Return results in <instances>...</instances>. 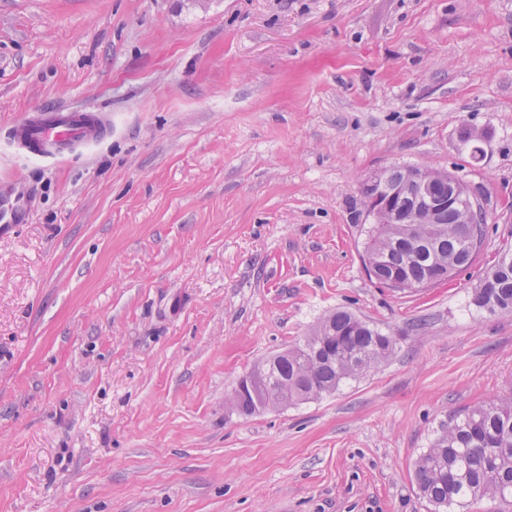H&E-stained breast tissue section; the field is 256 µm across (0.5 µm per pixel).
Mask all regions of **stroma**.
I'll return each instance as SVG.
<instances>
[{"label": "stroma", "instance_id": "stroma-1", "mask_svg": "<svg viewBox=\"0 0 512 512\" xmlns=\"http://www.w3.org/2000/svg\"><path fill=\"white\" fill-rule=\"evenodd\" d=\"M104 126L65 157L28 112ZM459 177L487 230L453 280L379 287L360 185ZM0 512H435L415 463L512 394V0H0ZM399 334L336 392L239 414L330 311ZM81 112L60 109L55 112H32L16 127V136L30 155L61 158L79 140L89 139ZM504 254L489 269L480 284L474 289L473 303L490 313L512 312V249H503ZM493 281L492 288H482V283Z\"/></svg>", "mask_w": 512, "mask_h": 512}]
</instances>
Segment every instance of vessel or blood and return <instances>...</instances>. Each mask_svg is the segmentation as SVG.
<instances>
[{
    "label": "vessel or blood",
    "instance_id": "obj_1",
    "mask_svg": "<svg viewBox=\"0 0 512 512\" xmlns=\"http://www.w3.org/2000/svg\"><path fill=\"white\" fill-rule=\"evenodd\" d=\"M14 132L30 155L44 158L63 157L87 137L83 113L65 109L31 113Z\"/></svg>",
    "mask_w": 512,
    "mask_h": 512
}]
</instances>
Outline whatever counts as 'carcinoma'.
Segmentation results:
<instances>
[{
  "label": "carcinoma",
  "mask_w": 512,
  "mask_h": 512,
  "mask_svg": "<svg viewBox=\"0 0 512 512\" xmlns=\"http://www.w3.org/2000/svg\"><path fill=\"white\" fill-rule=\"evenodd\" d=\"M461 218L459 210L448 209L442 218L448 231L437 238L432 236L433 224L375 222L369 231L364 262H378L381 279L395 274L416 291L430 277L456 272L473 261L475 253L456 235ZM411 230L424 237L415 257L406 243ZM484 280L493 281V287L477 286L474 305L490 313L512 312L511 248L503 249ZM396 345V334L347 310H337L324 317L313 335L265 362L266 386L282 405L306 401L374 369L391 356ZM264 398L262 391L241 401L233 394L229 403L251 415ZM415 482L420 494L438 507L486 495L511 503L512 396L451 420L419 457Z\"/></svg>",
  "instance_id": "1"
}]
</instances>
